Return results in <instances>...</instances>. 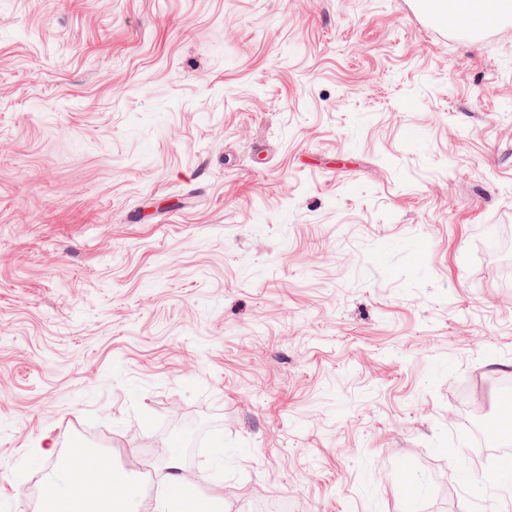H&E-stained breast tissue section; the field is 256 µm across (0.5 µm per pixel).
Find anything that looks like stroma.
Segmentation results:
<instances>
[{
    "label": "stroma",
    "instance_id": "obj_1",
    "mask_svg": "<svg viewBox=\"0 0 512 512\" xmlns=\"http://www.w3.org/2000/svg\"><path fill=\"white\" fill-rule=\"evenodd\" d=\"M512 18L0 0V512L80 448L222 512H512Z\"/></svg>",
    "mask_w": 512,
    "mask_h": 512
}]
</instances>
